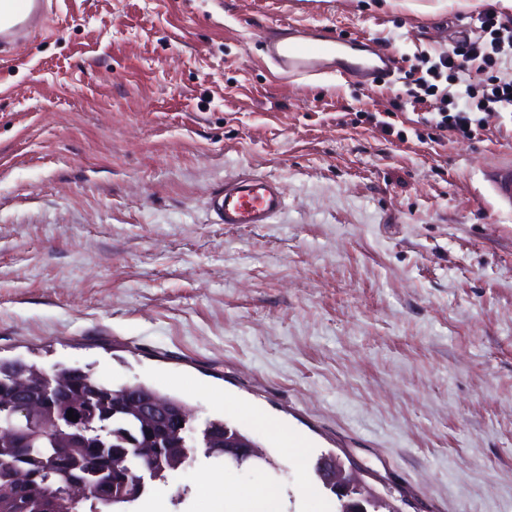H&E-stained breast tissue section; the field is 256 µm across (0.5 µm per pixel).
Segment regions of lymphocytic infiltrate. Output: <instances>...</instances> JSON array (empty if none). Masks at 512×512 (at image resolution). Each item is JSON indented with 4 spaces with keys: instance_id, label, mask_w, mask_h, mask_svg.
<instances>
[{
    "instance_id": "f902f5d3",
    "label": "lymphocytic infiltrate",
    "mask_w": 512,
    "mask_h": 512,
    "mask_svg": "<svg viewBox=\"0 0 512 512\" xmlns=\"http://www.w3.org/2000/svg\"><path fill=\"white\" fill-rule=\"evenodd\" d=\"M479 21L478 35L418 56L404 72L406 102L425 106L419 121L430 128V142L478 139L486 114L512 112V26L491 9Z\"/></svg>"
}]
</instances>
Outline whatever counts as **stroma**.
Here are the masks:
<instances>
[{
	"instance_id": "1",
	"label": "stroma",
	"mask_w": 512,
	"mask_h": 512,
	"mask_svg": "<svg viewBox=\"0 0 512 512\" xmlns=\"http://www.w3.org/2000/svg\"><path fill=\"white\" fill-rule=\"evenodd\" d=\"M489 8L512 24L500 0H51L0 56V357L149 385L276 461L196 454L131 512H199L224 479L336 512L325 454L401 512H512V215L479 183L512 113L422 143L400 79L287 78L265 52L311 28L438 53ZM245 173L282 186L272 223H218ZM356 123H367L372 128L378 129L381 133L392 136L396 131V137L405 140L404 131L396 130L397 112H369L368 110H360L356 112ZM252 416L257 424L274 430L279 435L284 448H293L295 451H300L301 454L307 451V444L300 440L295 433L289 431L288 428L258 412L252 414Z\"/></svg>"
}]
</instances>
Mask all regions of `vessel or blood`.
<instances>
[{
	"instance_id": "1",
	"label": "vessel or blood",
	"mask_w": 512,
	"mask_h": 512,
	"mask_svg": "<svg viewBox=\"0 0 512 512\" xmlns=\"http://www.w3.org/2000/svg\"><path fill=\"white\" fill-rule=\"evenodd\" d=\"M47 17V0H0V53L10 52ZM268 54L277 67L296 77L334 72L361 84L378 83L397 67L387 50L332 35L272 44ZM481 175L497 209L512 214V158L485 167ZM212 207L222 224H267L284 209L285 195L276 181L249 174L226 182L213 196Z\"/></svg>"
}]
</instances>
